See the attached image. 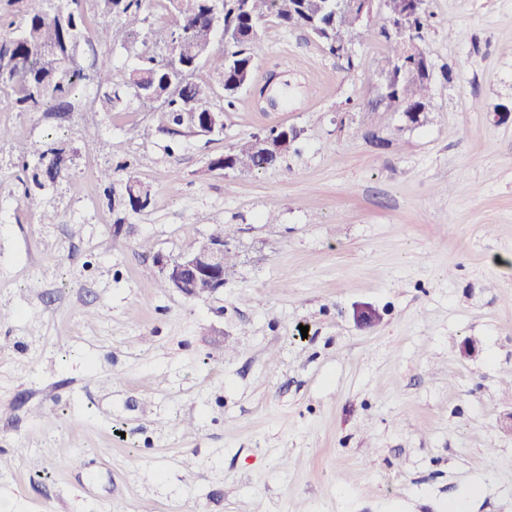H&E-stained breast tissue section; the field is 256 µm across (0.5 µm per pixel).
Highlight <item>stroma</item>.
<instances>
[{
  "label": "stroma",
  "instance_id": "1",
  "mask_svg": "<svg viewBox=\"0 0 512 512\" xmlns=\"http://www.w3.org/2000/svg\"><path fill=\"white\" fill-rule=\"evenodd\" d=\"M427 11L418 126L365 109L384 38L349 61L274 20L211 134L96 110L139 43L79 46L67 112L0 86V512H512V0ZM273 126L285 166L209 170ZM216 224L223 289L162 288Z\"/></svg>",
  "mask_w": 512,
  "mask_h": 512
}]
</instances>
